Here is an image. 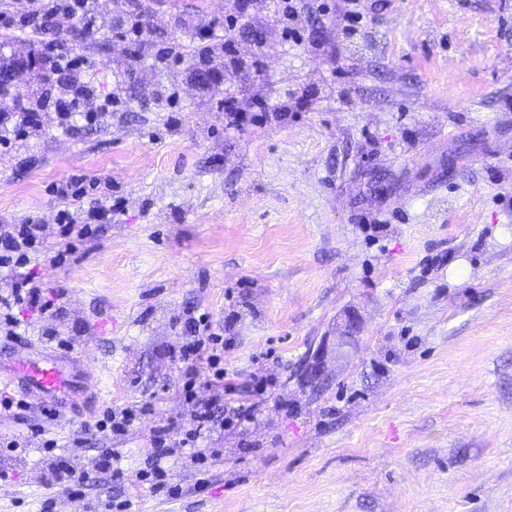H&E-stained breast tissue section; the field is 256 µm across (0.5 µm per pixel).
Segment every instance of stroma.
<instances>
[{
	"instance_id": "1",
	"label": "stroma",
	"mask_w": 512,
	"mask_h": 512,
	"mask_svg": "<svg viewBox=\"0 0 512 512\" xmlns=\"http://www.w3.org/2000/svg\"><path fill=\"white\" fill-rule=\"evenodd\" d=\"M344 7L301 0L293 44L273 0L245 21L237 0H106L95 39L69 44L116 102L0 151V224H53L74 173L124 208L64 265L34 268L66 303L24 311L23 338L56 332L92 377L56 418L32 396L0 417L20 442L0 458V512H512V0H361L354 34ZM122 10L187 54L128 63ZM216 17L242 50L262 43L261 76L203 79L214 62L191 31ZM171 80L173 108L154 96ZM352 310L364 328L347 342ZM202 313L231 340L224 425L199 461L168 457L153 492L135 480L150 428L189 422L167 351ZM131 404L145 412L125 433L83 431ZM59 461L86 469L80 495L45 489Z\"/></svg>"
}]
</instances>
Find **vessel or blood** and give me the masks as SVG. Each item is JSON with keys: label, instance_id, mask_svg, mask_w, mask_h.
Segmentation results:
<instances>
[{"label": "vessel or blood", "instance_id": "b4317fda", "mask_svg": "<svg viewBox=\"0 0 512 512\" xmlns=\"http://www.w3.org/2000/svg\"><path fill=\"white\" fill-rule=\"evenodd\" d=\"M81 384L79 369H64L51 354L32 357L26 344L16 349L14 366L0 370V387H19L52 410L66 407Z\"/></svg>", "mask_w": 512, "mask_h": 512}]
</instances>
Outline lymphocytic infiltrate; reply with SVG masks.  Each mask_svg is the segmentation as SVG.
Returning a JSON list of instances; mask_svg holds the SVG:
<instances>
[{"mask_svg":"<svg viewBox=\"0 0 512 512\" xmlns=\"http://www.w3.org/2000/svg\"><path fill=\"white\" fill-rule=\"evenodd\" d=\"M96 14V0H30V8L25 13L0 10L1 33L31 32L47 36L46 49L55 73L54 80L33 87L26 100L12 102L6 110L0 111L1 150L26 139L31 128L38 126L41 114L52 113L56 127L64 129L75 113H82L86 122L93 123L102 113L111 110V97L94 96L88 84L87 60L62 48L61 34L73 21H81L84 31L96 32ZM113 26L134 59L147 56L157 64L183 54L179 43L160 46L159 36L149 34L146 23L137 15L117 14ZM61 75L67 76L66 85L57 84L56 79ZM96 184V179L83 175L71 176L67 181L60 193L56 245H48L44 225L27 221L0 225V267L15 273L11 287L0 291V330L6 335H17L22 326L17 310L31 308L48 316L60 310L64 289L44 287L32 274L26 273L25 268L35 260L50 266L65 264L76 244L94 238L96 224L112 209L107 202L86 208L87 189ZM189 324V336L183 337L168 358L189 376L183 391L192 409L191 425L186 428L169 421L151 427L150 441L154 448L151 467L156 474L161 473V462L173 449L196 448L199 439L219 425L214 399L198 396L193 377L199 369L205 368L212 374L210 386H223L224 338L213 332L207 316L190 319Z\"/></svg>","mask_w":512,"mask_h":512,"instance_id":"1","label":"lymphocytic infiltrate"}]
</instances>
